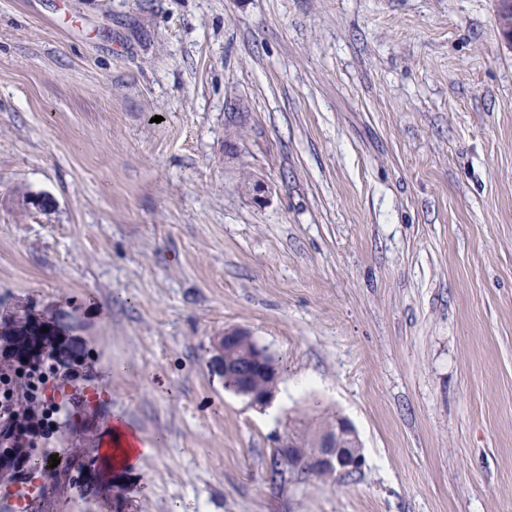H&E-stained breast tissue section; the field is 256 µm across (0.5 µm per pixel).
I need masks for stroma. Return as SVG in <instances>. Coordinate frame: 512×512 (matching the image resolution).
<instances>
[{
	"instance_id": "obj_1",
	"label": "stroma",
	"mask_w": 512,
	"mask_h": 512,
	"mask_svg": "<svg viewBox=\"0 0 512 512\" xmlns=\"http://www.w3.org/2000/svg\"><path fill=\"white\" fill-rule=\"evenodd\" d=\"M497 0H0V317L100 399L52 447L137 467L41 512H512V45ZM263 180L265 199L250 185ZM243 328L281 378L225 390ZM346 418L352 476L276 434ZM41 322L49 327L50 332L46 331L40 336H30V339L34 344L39 343L43 346L44 350L46 349V356L40 360L42 349L38 345H33L30 348L25 349L21 354L17 355L16 359L22 362V358H25L26 362H22L23 364H32L40 360L37 366L32 368L45 367L46 365L51 366V364L46 361H54L57 363H66V361H68L72 364L78 362L72 359H68L64 362L61 361L60 357L56 355L57 344L61 343L60 336H62L60 333V326L56 327L42 320ZM218 354L214 362L224 375V386L247 398L250 404L264 407L274 398L279 381V370L267 350L260 346L245 329L224 331L216 342ZM254 373L261 374L266 382L253 384ZM125 430L128 432H132L135 434L134 437H129L130 442L133 445V448H115L116 446L112 443V423L108 426L107 435H105V443L102 448H109L110 454H112V448H114V452L112 455V464L114 466H119L122 468H131L134 466V462H136L139 458L138 456L141 454L144 448V442L138 433L131 429L130 427L124 425ZM136 448L138 449V455L136 452ZM147 448H144V453H146Z\"/></svg>"
}]
</instances>
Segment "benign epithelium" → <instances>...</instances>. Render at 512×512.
Segmentation results:
<instances>
[{
	"mask_svg": "<svg viewBox=\"0 0 512 512\" xmlns=\"http://www.w3.org/2000/svg\"><path fill=\"white\" fill-rule=\"evenodd\" d=\"M214 362L224 375V386L247 398L250 404L264 407L274 398L279 381V370L267 350L260 346L245 329L224 331L217 338ZM265 378L261 386L253 384V374ZM279 461L293 470L303 467L327 472L340 467L346 473L361 470L364 457L361 444L351 424L339 418L332 429L320 434L311 444H305L299 435L290 432L278 441Z\"/></svg>",
	"mask_w": 512,
	"mask_h": 512,
	"instance_id": "1",
	"label": "benign epithelium"
}]
</instances>
